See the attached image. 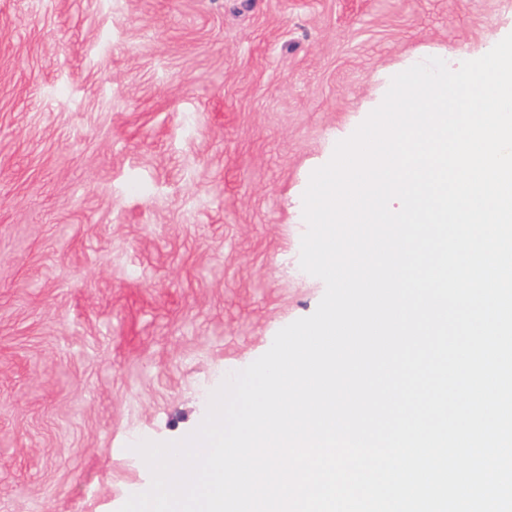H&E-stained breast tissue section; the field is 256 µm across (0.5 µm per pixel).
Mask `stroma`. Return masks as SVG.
Masks as SVG:
<instances>
[{
	"mask_svg": "<svg viewBox=\"0 0 512 512\" xmlns=\"http://www.w3.org/2000/svg\"><path fill=\"white\" fill-rule=\"evenodd\" d=\"M512 0H0V512H119L144 441L311 315L303 193Z\"/></svg>",
	"mask_w": 512,
	"mask_h": 512,
	"instance_id": "stroma-1",
	"label": "stroma"
}]
</instances>
